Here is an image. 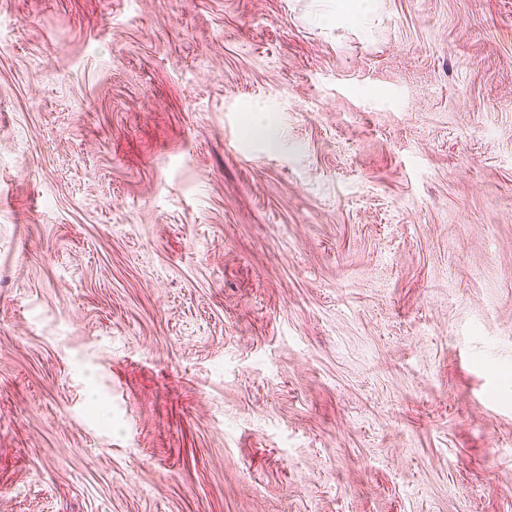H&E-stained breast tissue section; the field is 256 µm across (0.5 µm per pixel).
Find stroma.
Masks as SVG:
<instances>
[{"mask_svg": "<svg viewBox=\"0 0 512 512\" xmlns=\"http://www.w3.org/2000/svg\"><path fill=\"white\" fill-rule=\"evenodd\" d=\"M0 0V512H512V0Z\"/></svg>", "mask_w": 512, "mask_h": 512, "instance_id": "stroma-1", "label": "stroma"}]
</instances>
